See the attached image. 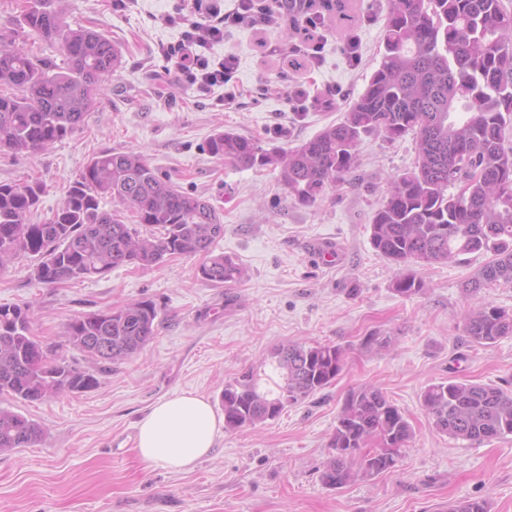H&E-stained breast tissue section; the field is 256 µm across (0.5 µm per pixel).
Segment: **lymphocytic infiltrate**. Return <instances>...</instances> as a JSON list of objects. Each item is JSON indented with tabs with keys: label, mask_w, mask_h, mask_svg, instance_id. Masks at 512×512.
Instances as JSON below:
<instances>
[{
	"label": "lymphocytic infiltrate",
	"mask_w": 512,
	"mask_h": 512,
	"mask_svg": "<svg viewBox=\"0 0 512 512\" xmlns=\"http://www.w3.org/2000/svg\"><path fill=\"white\" fill-rule=\"evenodd\" d=\"M164 21L180 30L179 38L162 48L175 85L203 95L223 90L220 103L224 106L234 104L237 98L234 75L238 60L231 54L215 56L213 47L222 44L225 32L232 29L267 31L281 25L275 6L264 0H235L229 9L223 0H175Z\"/></svg>",
	"instance_id": "f902f5d3"
}]
</instances>
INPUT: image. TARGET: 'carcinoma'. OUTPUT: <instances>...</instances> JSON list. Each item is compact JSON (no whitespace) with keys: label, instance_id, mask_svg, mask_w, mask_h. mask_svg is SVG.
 <instances>
[{"label":"carcinoma","instance_id":"1","mask_svg":"<svg viewBox=\"0 0 512 512\" xmlns=\"http://www.w3.org/2000/svg\"><path fill=\"white\" fill-rule=\"evenodd\" d=\"M293 32L308 13L348 19L346 0H286ZM14 29L0 33V151L27 156L71 137L122 65V54L97 27L74 28L58 0H16ZM57 44L60 67L31 53L18 37ZM512 13L501 0H392L379 67L343 119L286 152L265 150L231 129L206 142L215 160L243 168L273 165L288 195L311 205L357 166V146L381 134H413L416 160L398 175L370 224L372 246L398 266L393 290L424 291L411 264L447 263L460 255L492 253L464 285L512 284ZM46 185L38 179L0 182V272L25 256L46 285L102 276L133 265L147 268L168 256L206 255L197 276L213 285L242 280V268L215 252L224 237L221 212L209 199L161 177L137 152L103 150L69 183L62 205L40 224L29 222ZM112 198L115 208L101 201ZM134 223H125V211ZM151 300L68 321L72 348L104 363L140 353L156 335ZM467 341L489 346L512 336V313L480 305L463 320ZM282 383L263 391L249 368L224 385V429L236 432L276 419L289 406L331 386L345 365L334 344L287 342L271 353ZM94 374L56 354L33 333L28 305L0 306V394L40 401L95 387ZM431 426L454 439L482 443L512 434V390L460 381L428 385L420 396ZM413 436L405 412L377 386L349 390L338 413L320 473L338 489L395 468ZM36 422L0 408V451L43 441ZM449 512H487L483 500H460Z\"/></svg>","mask_w":512,"mask_h":512}]
</instances>
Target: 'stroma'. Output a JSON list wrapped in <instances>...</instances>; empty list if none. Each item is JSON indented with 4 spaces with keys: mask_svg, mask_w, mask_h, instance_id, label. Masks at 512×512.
<instances>
[{
    "mask_svg": "<svg viewBox=\"0 0 512 512\" xmlns=\"http://www.w3.org/2000/svg\"><path fill=\"white\" fill-rule=\"evenodd\" d=\"M59 5L71 24H97L123 64L71 137L23 159L0 155V181L45 183L33 216L39 222L96 153H144L160 175L218 207L224 236L217 249L246 276L229 287L205 282L196 275L200 254L54 286L37 283L26 258L1 273L0 305H31L34 333L51 345L62 343L70 319L141 299L155 301L160 324L145 350L120 364H96L64 349L68 361L95 373L92 389L34 402L0 395V407L46 431L39 445L0 452V512H448L463 499L485 500L489 512H512V434L481 444L452 439L430 426L420 403L433 383L512 381V336L485 347L468 343L463 332L473 302L512 312V285L467 297L464 283L490 259L476 253L413 265L425 289L405 297L392 288V263L370 242L389 181L415 161L413 137L366 138L356 169L310 206L288 196L273 167L222 163L204 150L218 130L286 150L339 122L380 63L390 0H356L352 36L328 32L319 67L291 71L289 86L334 98L306 112L290 111L283 96L263 90L283 65L263 45L275 41L290 54L296 39L287 27L261 35L236 30L214 47V55L237 56L244 88L233 105L220 106L216 94L160 77L167 62L159 47L177 37L160 22L173 0H129L122 9L115 0ZM350 38L361 57L355 67L343 52ZM318 239L335 246L334 262L308 252ZM373 331L392 337L394 347L363 348V336ZM286 341L341 346L346 366L330 387L275 420L221 431L212 453L191 471L139 461L137 423L157 401L191 391L222 412L225 383L259 367ZM362 384L378 386L405 411L413 438L391 472L329 489L319 473L334 454L336 417L348 391Z\"/></svg>",
    "mask_w": 512,
    "mask_h": 512,
    "instance_id": "1",
    "label": "stroma"
}]
</instances>
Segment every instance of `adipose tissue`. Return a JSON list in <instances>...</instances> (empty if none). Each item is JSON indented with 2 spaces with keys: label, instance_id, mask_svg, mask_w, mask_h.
<instances>
[{
  "label": "adipose tissue",
  "instance_id": "obj_1",
  "mask_svg": "<svg viewBox=\"0 0 512 512\" xmlns=\"http://www.w3.org/2000/svg\"><path fill=\"white\" fill-rule=\"evenodd\" d=\"M210 403L193 392L160 401L139 424L137 452L142 463L173 471L191 469L213 450L221 431Z\"/></svg>",
  "mask_w": 512,
  "mask_h": 512
}]
</instances>
